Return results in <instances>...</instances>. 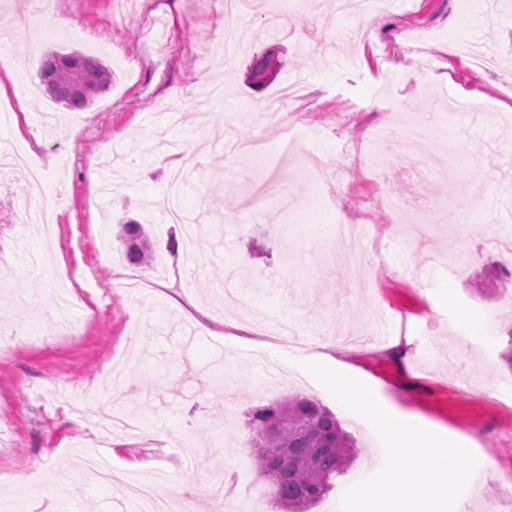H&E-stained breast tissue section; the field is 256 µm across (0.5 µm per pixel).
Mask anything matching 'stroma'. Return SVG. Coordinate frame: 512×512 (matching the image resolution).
I'll return each mask as SVG.
<instances>
[{
    "instance_id": "1",
    "label": "stroma",
    "mask_w": 512,
    "mask_h": 512,
    "mask_svg": "<svg viewBox=\"0 0 512 512\" xmlns=\"http://www.w3.org/2000/svg\"><path fill=\"white\" fill-rule=\"evenodd\" d=\"M496 3L489 14L482 0H385L364 18L354 0H292L286 12L252 0L238 23L216 0H58L72 28L35 44L27 19L0 13V140L43 171L31 189L20 171H0V321L23 339L0 358V426L16 427L0 499L18 512H138L89 474L95 433L113 468L166 473L193 512L214 495L227 512H283L255 479L248 414L300 395L356 441L345 476L308 510L341 512L383 444L300 368L305 350L254 339L258 319L287 321L304 342L357 337L340 359L384 401L474 440L479 466L455 512H484L512 490V244L490 242L482 216L495 197L497 225L512 226V0ZM74 50L113 73L84 114L53 101L39 76L46 52ZM263 55L277 72L259 86L248 73ZM290 83L296 98L279 102ZM439 95L456 105L451 125ZM274 108L300 135L287 159L225 149L273 140L262 115ZM340 151L351 163L337 169ZM471 156L484 159L481 176ZM184 157L196 168L182 208L206 238L172 253L162 244L181 229L163 216ZM316 164L329 182L310 175ZM374 186L409 201L406 216L369 204ZM25 190L56 197L52 239L10 223ZM345 212L374 235L338 240ZM132 220L157 246L152 265L125 257ZM408 220L421 232L392 253ZM132 279L145 288L128 293ZM73 381L84 397L59 409L54 392Z\"/></svg>"
}]
</instances>
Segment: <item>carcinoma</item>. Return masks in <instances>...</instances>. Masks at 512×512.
I'll return each instance as SVG.
<instances>
[{"mask_svg":"<svg viewBox=\"0 0 512 512\" xmlns=\"http://www.w3.org/2000/svg\"><path fill=\"white\" fill-rule=\"evenodd\" d=\"M275 63L268 57L255 60L249 78L257 85L271 79ZM40 78L52 99L70 110H82L112 83V72L99 59L79 52L45 55ZM77 79L82 92L62 99L55 89ZM126 257L142 264L149 257L145 231L140 224L123 227ZM255 448L253 468L264 482L274 487L278 503H287L288 512H307L329 493L336 479L347 472L354 442L343 431L336 416L318 402L299 396L257 408L249 422ZM273 448L288 449V462L274 467Z\"/></svg>","mask_w":512,"mask_h":512,"instance_id":"obj_1","label":"carcinoma"}]
</instances>
